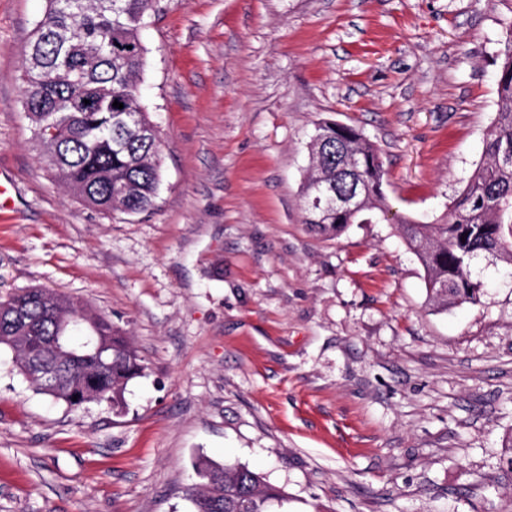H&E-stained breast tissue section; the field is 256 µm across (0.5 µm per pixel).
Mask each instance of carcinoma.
I'll return each mask as SVG.
<instances>
[{"label": "carcinoma", "mask_w": 512, "mask_h": 512, "mask_svg": "<svg viewBox=\"0 0 512 512\" xmlns=\"http://www.w3.org/2000/svg\"><path fill=\"white\" fill-rule=\"evenodd\" d=\"M154 0H49L35 28L23 70V105L39 155L51 173L88 206L137 214L151 209L160 186L156 130L138 102L148 25ZM90 104H85V101ZM118 101V109L111 102ZM494 123L477 165L448 210L444 224L396 220L418 256L431 301L439 308L477 303L481 282L470 262L483 254L512 265V28L498 69ZM305 179V223L337 235L356 213L389 211L386 171L377 148L349 126L322 121L310 144ZM364 187L357 212L336 209V193ZM81 331L102 352L73 349L61 381L38 374L57 367L53 344ZM11 349L20 371L39 392L71 407L87 396L120 406L128 382L143 374L136 352L112 320L48 288H24L0 300V346ZM200 482L187 489L193 512H273L288 493L248 466L201 458Z\"/></svg>", "instance_id": "cac0c4a2"}]
</instances>
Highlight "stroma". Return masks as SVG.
<instances>
[{
	"label": "stroma",
	"mask_w": 512,
	"mask_h": 512,
	"mask_svg": "<svg viewBox=\"0 0 512 512\" xmlns=\"http://www.w3.org/2000/svg\"><path fill=\"white\" fill-rule=\"evenodd\" d=\"M48 0H0V298L58 290L145 370L121 406L36 391L0 348V512H191L198 457L288 512H512V266L435 309L396 224H437L481 161L512 0H156L140 101L162 181L140 214L46 169L20 75ZM361 131L389 213L304 222L318 122Z\"/></svg>",
	"instance_id": "35a3bbf8"
}]
</instances>
